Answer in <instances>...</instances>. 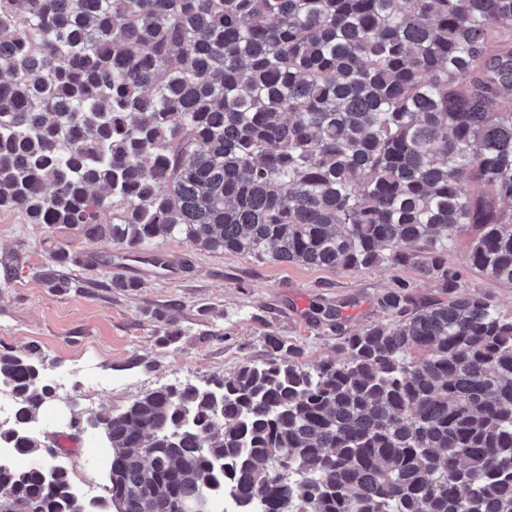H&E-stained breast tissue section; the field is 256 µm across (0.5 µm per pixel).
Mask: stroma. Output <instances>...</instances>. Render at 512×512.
<instances>
[{
  "label": "stroma",
  "instance_id": "stroma-1",
  "mask_svg": "<svg viewBox=\"0 0 512 512\" xmlns=\"http://www.w3.org/2000/svg\"><path fill=\"white\" fill-rule=\"evenodd\" d=\"M60 247L71 254L66 271L76 285L57 290L42 271ZM469 247L466 234L448 246V265L459 271L463 292L491 296L512 316V286L471 269ZM154 249L180 269L179 280L108 264L106 256L117 248L106 241L0 211V350L38 348L51 384H65L62 397L49 403L42 430L52 440L71 441L66 465L73 483L98 486L102 497V456L109 448L99 434L70 427L75 412L118 413L151 390L230 374L244 362L265 359L270 334L299 346L305 363L335 357L337 336L390 320L380 299L398 281L414 283L417 299L440 296L408 266L333 270L204 253L180 238L158 241ZM116 274L136 281V288L114 287ZM336 305L337 321L317 318V308ZM161 313L176 320L177 343L161 344Z\"/></svg>",
  "mask_w": 512,
  "mask_h": 512
}]
</instances>
